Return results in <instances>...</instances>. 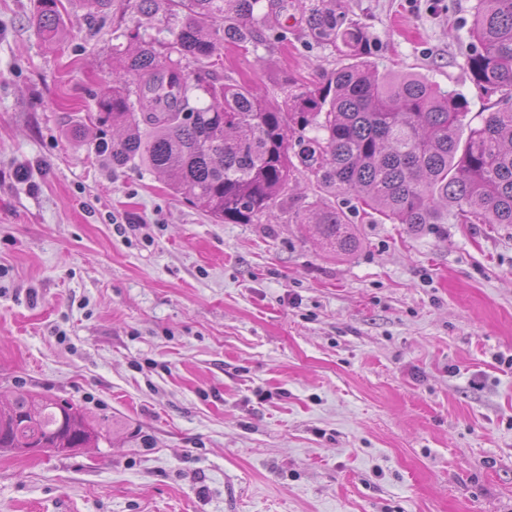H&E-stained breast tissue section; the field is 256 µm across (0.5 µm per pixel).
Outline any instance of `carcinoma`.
<instances>
[{"label": "carcinoma", "instance_id": "1", "mask_svg": "<svg viewBox=\"0 0 512 512\" xmlns=\"http://www.w3.org/2000/svg\"><path fill=\"white\" fill-rule=\"evenodd\" d=\"M58 0H38L30 24L53 41L64 34ZM159 17L156 34L123 28L112 48V88L98 120L112 127L100 149L112 164L166 177L170 189L221 224L276 219L277 197L299 158L320 192L292 222L311 224L325 249L354 253L347 211L393 224L512 226V0H478L475 50L464 68L496 108L461 138L464 99L414 74L381 72L370 39L336 13V0L303 11L313 41L341 42L348 63L323 85L280 94L258 82L223 80L211 67L224 44L243 49L288 40L277 14L288 0H123ZM316 135H305L306 128ZM347 196L350 205L323 194ZM98 432L74 405L19 395L0 406V448H85Z\"/></svg>", "mask_w": 512, "mask_h": 512}]
</instances>
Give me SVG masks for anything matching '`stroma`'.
I'll return each instance as SVG.
<instances>
[{
  "instance_id": "35a3bbf8",
  "label": "stroma",
  "mask_w": 512,
  "mask_h": 512,
  "mask_svg": "<svg viewBox=\"0 0 512 512\" xmlns=\"http://www.w3.org/2000/svg\"><path fill=\"white\" fill-rule=\"evenodd\" d=\"M64 39L0 0V401L76 406L63 455L0 451V512H512V226L349 221L329 256L288 221L217 224L113 166L97 102L111 14L62 0ZM225 45L218 76L314 84L342 50ZM478 0H336L379 70L493 100L463 63Z\"/></svg>"
}]
</instances>
